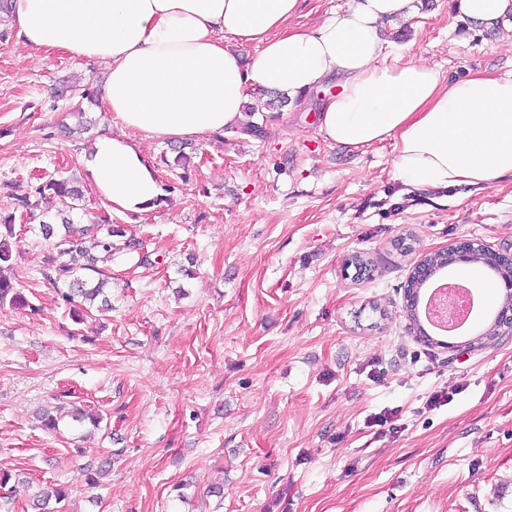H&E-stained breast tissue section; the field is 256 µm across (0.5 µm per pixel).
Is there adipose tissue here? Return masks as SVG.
Here are the masks:
<instances>
[{
  "instance_id": "obj_1",
  "label": "adipose tissue",
  "mask_w": 512,
  "mask_h": 512,
  "mask_svg": "<svg viewBox=\"0 0 512 512\" xmlns=\"http://www.w3.org/2000/svg\"><path fill=\"white\" fill-rule=\"evenodd\" d=\"M419 2L349 0L315 27L295 24L300 0H10V17L36 51L104 63L102 102L120 130L98 137L83 165L114 211L142 215L160 186L140 137L224 135L245 122L255 86L297 104L325 89L320 135L354 147L394 140L406 185L490 188L512 176V77L446 83L395 54L387 31ZM228 35L258 47L251 65Z\"/></svg>"
}]
</instances>
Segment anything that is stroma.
I'll return each instance as SVG.
<instances>
[{
	"label": "stroma",
	"instance_id": "obj_1",
	"mask_svg": "<svg viewBox=\"0 0 512 512\" xmlns=\"http://www.w3.org/2000/svg\"><path fill=\"white\" fill-rule=\"evenodd\" d=\"M423 3L395 40L406 58L453 81L512 74L503 22ZM103 70L24 46L0 15V212L66 178L83 190L79 222L110 215L141 243L108 265L111 312L77 323L40 275L50 242L16 222L11 275L34 309L0 306V473L16 488L0 512H33L51 488L66 492L60 512H512V335L427 345L403 292L456 240L512 251V179L407 186L394 141L318 134V91L261 134L193 140L184 165L160 163L169 142L145 140L161 200L128 216L82 164L98 130L116 132L111 113L84 103L94 128L71 137L73 101L53 94L100 84ZM359 255L372 271L357 280ZM438 391L452 402L429 406ZM58 396L100 425L67 415L42 429L36 414ZM386 410L393 424L376 425Z\"/></svg>",
	"mask_w": 512,
	"mask_h": 512
}]
</instances>
